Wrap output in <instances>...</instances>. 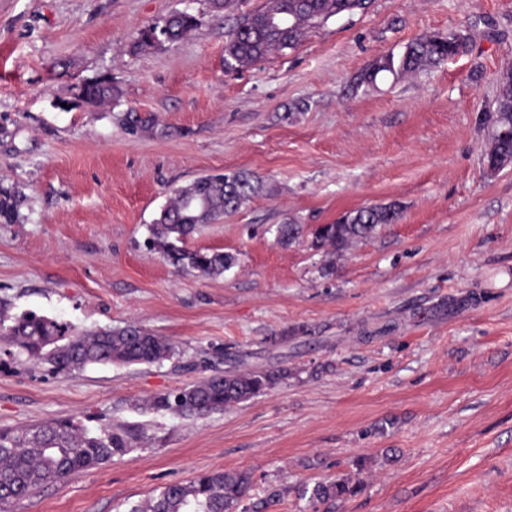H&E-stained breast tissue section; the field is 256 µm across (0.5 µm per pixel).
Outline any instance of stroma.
Here are the masks:
<instances>
[{"mask_svg": "<svg viewBox=\"0 0 512 512\" xmlns=\"http://www.w3.org/2000/svg\"><path fill=\"white\" fill-rule=\"evenodd\" d=\"M265 2L0 0V179L23 193L19 221L0 224V307L89 331L134 323L176 350L0 371V427L145 435L8 512H128L217 469L251 473L252 512H314L300 488L353 473L362 490L335 512H512V165L484 162L512 0H371L297 50L227 68L229 31ZM178 11L199 20L188 38L133 51ZM451 31L465 52L359 85L377 59ZM101 76L112 103L79 99ZM229 171L266 188L185 246L232 268L204 277L146 246L175 189ZM391 201L400 219L351 250L313 245L318 225ZM290 220L305 232L280 244ZM279 369L204 417L142 407L224 370Z\"/></svg>", "mask_w": 512, "mask_h": 512, "instance_id": "stroma-1", "label": "stroma"}]
</instances>
